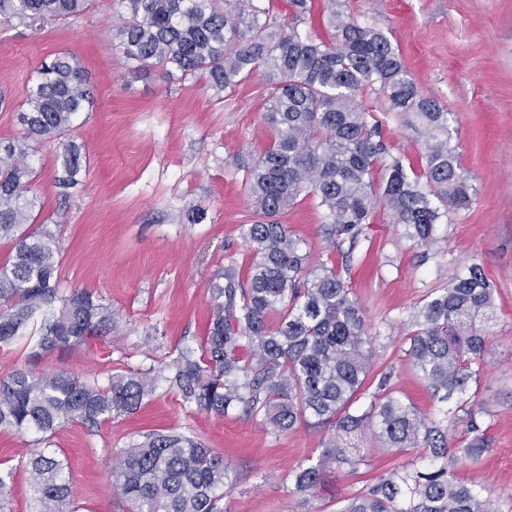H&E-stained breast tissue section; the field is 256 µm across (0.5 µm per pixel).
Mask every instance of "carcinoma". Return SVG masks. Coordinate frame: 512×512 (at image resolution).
<instances>
[{
    "instance_id": "cac0c4a2",
    "label": "carcinoma",
    "mask_w": 512,
    "mask_h": 512,
    "mask_svg": "<svg viewBox=\"0 0 512 512\" xmlns=\"http://www.w3.org/2000/svg\"><path fill=\"white\" fill-rule=\"evenodd\" d=\"M91 2L0 0V14L67 17ZM326 2L334 31L328 41L301 28L309 0H288L286 22L255 0H122L127 16L114 37L134 69L154 65L184 78L202 74L218 93L260 71L270 86L266 119L275 137L244 166L257 216L242 225L252 261L244 278L233 263L217 275L207 335L158 370L116 373L105 384L66 370L0 375V430H34L47 442L73 422L96 426L135 413L162 379L200 410L220 416L239 410L274 434L300 424L327 431L318 460L288 475L304 505L330 465L355 472L368 464L352 440L369 429L387 449L420 453L345 499L338 512H502L479 482L455 475L459 463L475 465L491 447L483 406L466 399L459 406L462 418L428 419L387 389L384 374L378 384L384 394L374 395L363 411L351 410L371 370L363 310L340 272L310 265L303 241L279 220L310 194L332 224L330 234L352 251L382 204L405 238L436 252L442 218L476 200L452 144L448 112L419 91L383 30L356 22L340 0ZM367 89L419 121L426 142L422 173L390 152L381 124L359 105ZM93 104L80 63L60 52L40 64L26 92L22 139L0 141V239L11 241L13 251L12 260L0 265V347L23 343L37 357L106 336L115 326L112 307L92 292L61 293L55 231L48 224L28 230L25 201L31 141H61L59 182H78L82 147L66 135ZM496 295L474 264L412 313L405 354L440 401L465 394L477 379L472 365L487 349ZM456 421L464 426L460 448L448 441ZM26 467L35 480L32 512H77L57 453L33 451ZM228 477L223 455L176 432H149L109 462V483L129 512H224Z\"/></svg>"
}]
</instances>
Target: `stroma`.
I'll use <instances>...</instances> for the list:
<instances>
[{
    "mask_svg": "<svg viewBox=\"0 0 512 512\" xmlns=\"http://www.w3.org/2000/svg\"><path fill=\"white\" fill-rule=\"evenodd\" d=\"M344 12L384 30L425 95L448 110L460 161L477 189L466 211L449 212L439 226L442 251L425 254L402 237L386 207L375 210L351 259L328 245V226L314 198L281 215L300 237L312 264L336 267L364 309L372 337V371L357 395L366 409L381 373L390 386L431 418L455 409L441 403L405 354L410 314L450 273L483 267L498 291L495 320L476 395L487 402L484 421L492 446L478 467L457 468L477 480L512 512V0H344ZM125 8L120 0H93L75 16L43 21L0 16V140L20 139L18 116L41 62L73 54L94 91L92 111L74 121L86 165L75 186L62 187L63 159L55 144H32L30 214L56 227L59 287L80 288L110 304L112 334L30 357L17 346L0 349V374L17 367L65 369L106 383L125 370L160 367L185 345H198L210 319L217 273L246 269L252 253L242 237L253 210L243 166L274 139L265 119L269 89L253 75L234 90L216 93L204 76L183 79L147 67L131 71L113 37ZM382 122L385 141L412 169L425 163L424 136L407 116L390 110L372 91L358 98ZM204 210L191 222L192 209ZM153 430L175 431L223 455L231 486L224 512H338L414 451L383 449L374 434L357 472L328 469L309 506H300L288 473L318 459L325 433L298 425L273 434L259 420L231 412L207 414L158 383L140 409L89 428L59 429L50 448L66 459L65 475L81 512H126L106 477L110 453ZM38 433L0 431V468L13 472L10 512H31L33 483L25 458Z\"/></svg>",
    "mask_w": 512,
    "mask_h": 512,
    "instance_id": "35a3bbf8",
    "label": "stroma"
}]
</instances>
